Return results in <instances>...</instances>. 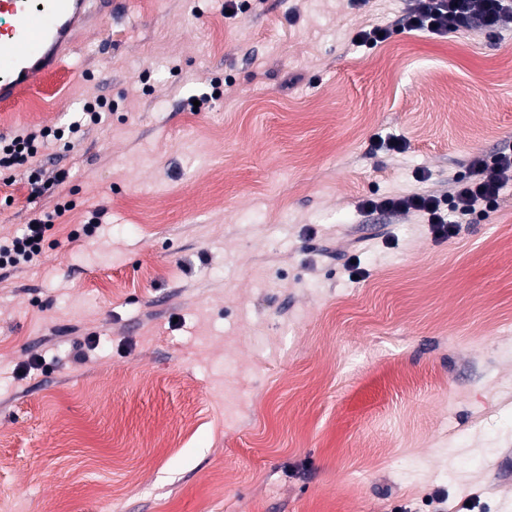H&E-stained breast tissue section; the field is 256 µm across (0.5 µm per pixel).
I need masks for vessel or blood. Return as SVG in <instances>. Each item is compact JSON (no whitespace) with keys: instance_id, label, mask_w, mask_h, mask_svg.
<instances>
[{"instance_id":"b4317fda","label":"vessel or blood","mask_w":512,"mask_h":512,"mask_svg":"<svg viewBox=\"0 0 512 512\" xmlns=\"http://www.w3.org/2000/svg\"><path fill=\"white\" fill-rule=\"evenodd\" d=\"M89 0H0V101H20L71 52Z\"/></svg>"}]
</instances>
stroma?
Listing matches in <instances>:
<instances>
[{
    "instance_id": "obj_1",
    "label": "stroma",
    "mask_w": 512,
    "mask_h": 512,
    "mask_svg": "<svg viewBox=\"0 0 512 512\" xmlns=\"http://www.w3.org/2000/svg\"><path fill=\"white\" fill-rule=\"evenodd\" d=\"M405 8L112 0L0 103L1 141L108 108L42 149L73 207L0 267V503L512 512V184L445 238L362 207L512 150V20L440 38ZM56 196L0 171V240Z\"/></svg>"
}]
</instances>
